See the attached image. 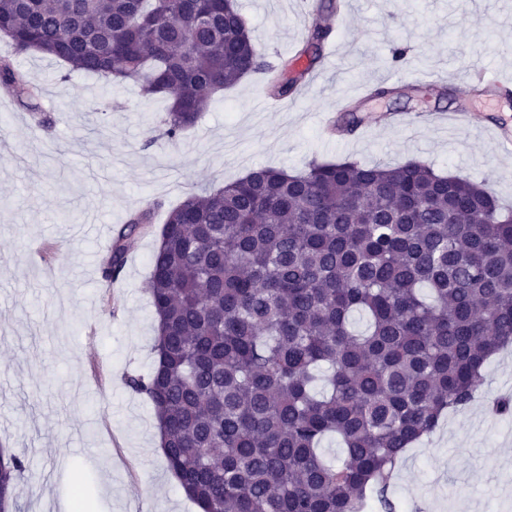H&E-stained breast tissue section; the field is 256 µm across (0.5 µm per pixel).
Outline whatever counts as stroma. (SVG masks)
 Wrapping results in <instances>:
<instances>
[{
  "instance_id": "obj_1",
  "label": "stroma",
  "mask_w": 512,
  "mask_h": 512,
  "mask_svg": "<svg viewBox=\"0 0 512 512\" xmlns=\"http://www.w3.org/2000/svg\"><path fill=\"white\" fill-rule=\"evenodd\" d=\"M267 62L291 55L311 26L299 0H237ZM339 58L303 102L279 112L259 103L261 76L214 97L175 144L145 146L165 100H143L132 85L66 74L50 58L19 64L42 90L54 123L38 127L0 87V448L26 470L16 512H56L74 488L90 512H196L170 478L152 442L150 401L125 383L154 362L155 316L145 282L155 234L134 239L113 285L100 268L112 232L146 200L178 204L193 188L243 177L261 166L299 171L312 159L348 158L397 166L415 160L480 182L512 209V155L492 133L512 129V105L461 98L468 125L408 127L367 104L354 134L327 136L321 123L332 99L361 97L390 75L450 73L482 54L512 82V0H348L342 18L324 13ZM401 47L404 60L392 62ZM512 397V350L497 355L477 398L449 413L410 448L389 496L401 512H512V435L489 403Z\"/></svg>"
}]
</instances>
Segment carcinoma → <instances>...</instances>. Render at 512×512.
Masks as SVG:
<instances>
[{
	"instance_id": "cac0c4a2",
	"label": "carcinoma",
	"mask_w": 512,
	"mask_h": 512,
	"mask_svg": "<svg viewBox=\"0 0 512 512\" xmlns=\"http://www.w3.org/2000/svg\"><path fill=\"white\" fill-rule=\"evenodd\" d=\"M330 34L314 23L274 67L233 0H0L11 47L0 87L51 127L13 60L39 53L168 99L145 146L175 143L245 77L272 73L270 95H293ZM162 210L147 282L155 361L127 385L151 402L187 499L199 512H365L372 500L397 512L388 491L407 449L466 409L512 344V210L416 161L258 167L168 210L154 199L131 212L105 281ZM331 434L338 462L319 451ZM25 468L15 454L0 461L5 512Z\"/></svg>"
}]
</instances>
